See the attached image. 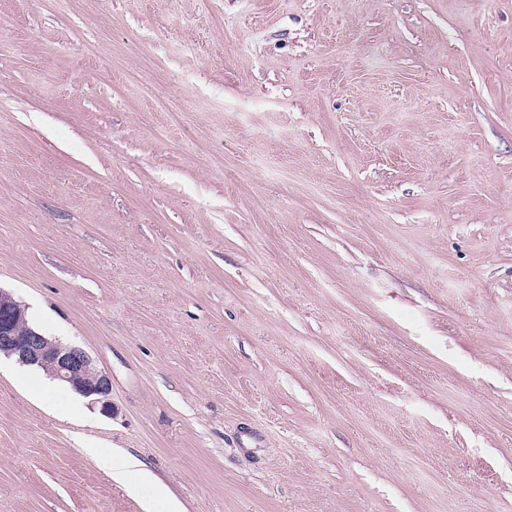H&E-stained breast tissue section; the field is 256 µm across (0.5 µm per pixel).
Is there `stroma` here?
Masks as SVG:
<instances>
[{"mask_svg":"<svg viewBox=\"0 0 512 512\" xmlns=\"http://www.w3.org/2000/svg\"><path fill=\"white\" fill-rule=\"evenodd\" d=\"M0 512H512V0H0ZM23 318L21 305L0 289V356L15 357L23 366L47 371L54 379L71 384L91 403L99 404L103 413L110 414L112 385L107 373L98 369L80 347L52 340L32 327L19 332L17 321ZM105 459L102 463L103 467L111 477L112 481L129 486L128 481L132 475H137L142 482L153 485L155 487V499L153 508H148V512H156L160 506V512H183L182 505L167 490L157 483L155 476L146 469V465L136 456L123 452Z\"/></svg>","mask_w":512,"mask_h":512,"instance_id":"stroma-1","label":"stroma"}]
</instances>
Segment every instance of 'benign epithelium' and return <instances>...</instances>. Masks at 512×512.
Segmentation results:
<instances>
[{
    "instance_id": "1",
    "label": "benign epithelium",
    "mask_w": 512,
    "mask_h": 512,
    "mask_svg": "<svg viewBox=\"0 0 512 512\" xmlns=\"http://www.w3.org/2000/svg\"><path fill=\"white\" fill-rule=\"evenodd\" d=\"M24 318L21 305L0 289V356L13 357L28 367L41 368L53 378L72 385L81 396L112 413V385L106 372L95 365L82 348L52 340L32 327L20 332L17 321Z\"/></svg>"
}]
</instances>
